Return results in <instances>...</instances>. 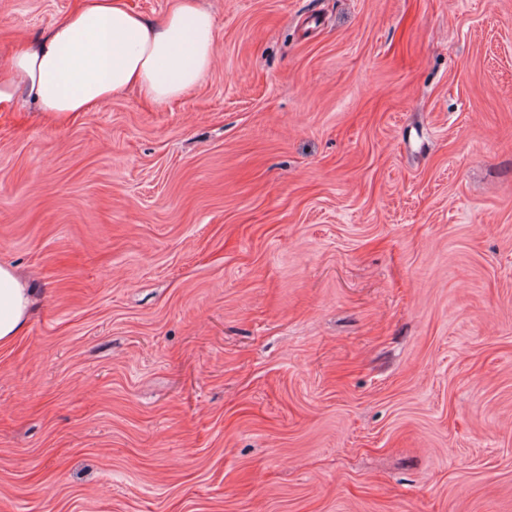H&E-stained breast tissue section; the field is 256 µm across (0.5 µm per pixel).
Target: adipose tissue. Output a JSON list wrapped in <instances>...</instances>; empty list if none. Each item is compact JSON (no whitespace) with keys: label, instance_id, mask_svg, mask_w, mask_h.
I'll return each mask as SVG.
<instances>
[{"label":"adipose tissue","instance_id":"adipose-tissue-1","mask_svg":"<svg viewBox=\"0 0 512 512\" xmlns=\"http://www.w3.org/2000/svg\"><path fill=\"white\" fill-rule=\"evenodd\" d=\"M215 52V20L199 0H168L150 20L128 0H74L33 42L19 41L0 64V112L33 103L63 123L134 91L163 105L196 87ZM33 292L12 267L0 265V343L27 324Z\"/></svg>","mask_w":512,"mask_h":512}]
</instances>
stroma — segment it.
Here are the masks:
<instances>
[{
	"label": "stroma",
	"mask_w": 512,
	"mask_h": 512,
	"mask_svg": "<svg viewBox=\"0 0 512 512\" xmlns=\"http://www.w3.org/2000/svg\"><path fill=\"white\" fill-rule=\"evenodd\" d=\"M200 3L170 104L0 113V512H512V0ZM33 304L27 283L6 265H0V343L12 341L26 327Z\"/></svg>",
	"instance_id": "1"
}]
</instances>
